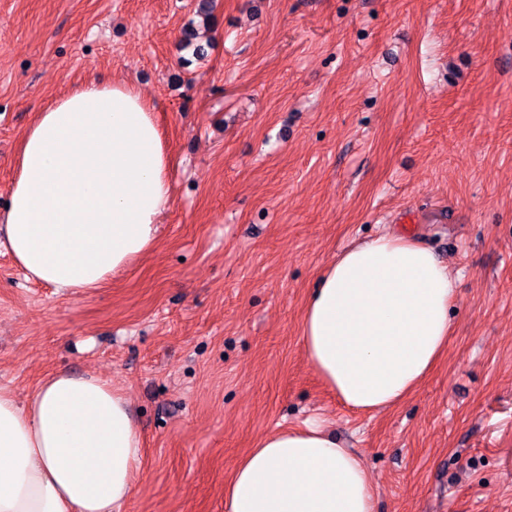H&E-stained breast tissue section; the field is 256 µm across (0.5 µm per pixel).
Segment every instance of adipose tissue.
Returning <instances> with one entry per match:
<instances>
[{"label": "adipose tissue", "instance_id": "obj_1", "mask_svg": "<svg viewBox=\"0 0 512 512\" xmlns=\"http://www.w3.org/2000/svg\"><path fill=\"white\" fill-rule=\"evenodd\" d=\"M152 105L125 83L85 82L25 132L0 242L26 279L90 292L154 246L170 204ZM455 281L417 241L352 244L320 273L300 330L323 383L350 409L404 400L434 370ZM124 392L57 371L27 401L0 385V512H123L142 454ZM224 512H374L360 457L321 422L266 434L224 487Z\"/></svg>", "mask_w": 512, "mask_h": 512}]
</instances>
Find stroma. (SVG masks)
Masks as SVG:
<instances>
[{
  "mask_svg": "<svg viewBox=\"0 0 512 512\" xmlns=\"http://www.w3.org/2000/svg\"><path fill=\"white\" fill-rule=\"evenodd\" d=\"M0 0V212L22 135L89 80L155 107L171 201L88 293L0 248V384L122 389L143 439L125 512H224L269 432L323 420L375 512H512V0ZM204 46L195 57L183 34ZM395 232L456 290L448 350L396 406L348 410L301 343L318 273Z\"/></svg>",
  "mask_w": 512,
  "mask_h": 512,
  "instance_id": "obj_1",
  "label": "stroma"
}]
</instances>
